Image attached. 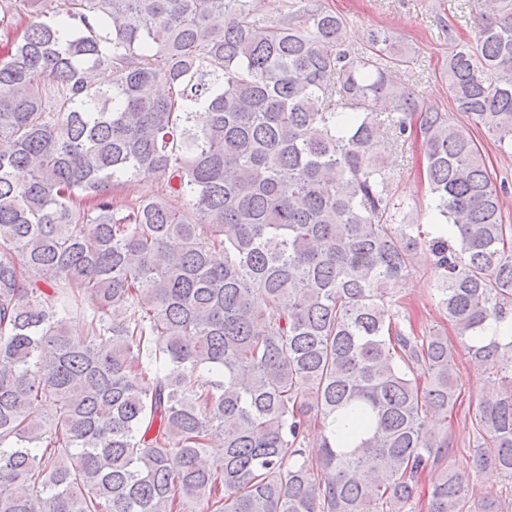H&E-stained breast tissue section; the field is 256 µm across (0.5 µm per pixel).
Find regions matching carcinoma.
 <instances>
[{"mask_svg":"<svg viewBox=\"0 0 512 512\" xmlns=\"http://www.w3.org/2000/svg\"><path fill=\"white\" fill-rule=\"evenodd\" d=\"M248 2L0 0L36 18L0 55V512H413L439 467L426 512H504L444 466L456 350L395 287L427 260L487 373L474 467L512 482V339L482 340L512 225L470 131L512 148V0H473L448 54L465 124L388 80L408 57L380 33ZM414 116L449 236L392 192ZM150 175L162 196L114 201Z\"/></svg>","mask_w":512,"mask_h":512,"instance_id":"1","label":"carcinoma"}]
</instances>
